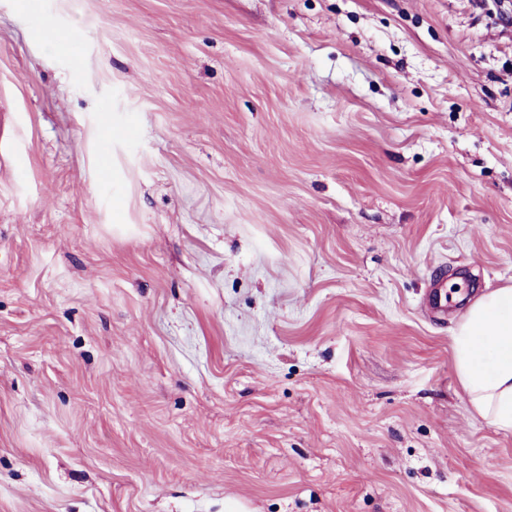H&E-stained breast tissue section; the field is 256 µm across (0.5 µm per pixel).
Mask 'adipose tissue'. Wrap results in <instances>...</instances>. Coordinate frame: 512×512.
I'll return each instance as SVG.
<instances>
[{
	"instance_id": "obj_1",
	"label": "adipose tissue",
	"mask_w": 512,
	"mask_h": 512,
	"mask_svg": "<svg viewBox=\"0 0 512 512\" xmlns=\"http://www.w3.org/2000/svg\"><path fill=\"white\" fill-rule=\"evenodd\" d=\"M458 379L473 408L512 432V285L477 297L455 334Z\"/></svg>"
}]
</instances>
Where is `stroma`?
<instances>
[{
  "instance_id": "35a3bbf8",
  "label": "stroma",
  "mask_w": 512,
  "mask_h": 512,
  "mask_svg": "<svg viewBox=\"0 0 512 512\" xmlns=\"http://www.w3.org/2000/svg\"><path fill=\"white\" fill-rule=\"evenodd\" d=\"M1 109L0 512H512V0H0ZM456 369L473 408L512 432V285L477 297L454 334Z\"/></svg>"
}]
</instances>
